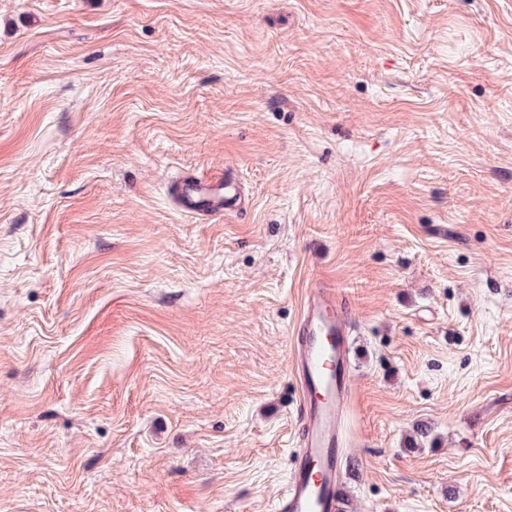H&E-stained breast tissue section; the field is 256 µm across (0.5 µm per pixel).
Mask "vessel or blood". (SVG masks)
Returning <instances> with one entry per match:
<instances>
[{"label": "vessel or blood", "mask_w": 512, "mask_h": 512, "mask_svg": "<svg viewBox=\"0 0 512 512\" xmlns=\"http://www.w3.org/2000/svg\"><path fill=\"white\" fill-rule=\"evenodd\" d=\"M176 198L183 212L200 218L218 217L242 205L238 177L229 168L220 177L180 179ZM290 349L300 389V448L275 512H347L341 422L352 392L350 318L335 287L320 280L308 285Z\"/></svg>", "instance_id": "vessel-or-blood-1"}]
</instances>
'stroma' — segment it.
I'll return each instance as SVG.
<instances>
[{
	"label": "stroma",
	"instance_id": "35a3bbf8",
	"mask_svg": "<svg viewBox=\"0 0 512 512\" xmlns=\"http://www.w3.org/2000/svg\"><path fill=\"white\" fill-rule=\"evenodd\" d=\"M318 278L353 512H512V0H0V512H275ZM179 208L200 218L223 216L242 205L241 187L237 175L230 168L221 176L183 177L176 183Z\"/></svg>",
	"mask_w": 512,
	"mask_h": 512
}]
</instances>
